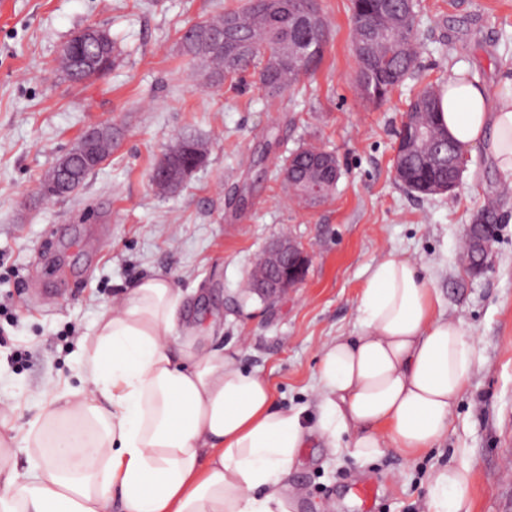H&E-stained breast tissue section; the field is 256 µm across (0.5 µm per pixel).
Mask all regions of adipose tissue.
<instances>
[{
    "label": "adipose tissue",
    "mask_w": 512,
    "mask_h": 512,
    "mask_svg": "<svg viewBox=\"0 0 512 512\" xmlns=\"http://www.w3.org/2000/svg\"><path fill=\"white\" fill-rule=\"evenodd\" d=\"M439 98L460 150L487 146L512 173V77L492 96L458 70ZM182 301L169 275L139 278L81 344L86 384L52 397L48 439L0 428V512H109L115 499L122 512H293L301 448L367 461L435 447L477 360L432 279L391 252L368 267L354 335L322 344L311 409L275 410L262 375L184 326ZM471 507L467 468L432 475L426 512Z\"/></svg>",
    "instance_id": "obj_1"
}]
</instances>
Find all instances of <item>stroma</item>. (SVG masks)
<instances>
[{
  "label": "stroma",
  "instance_id": "1",
  "mask_svg": "<svg viewBox=\"0 0 512 512\" xmlns=\"http://www.w3.org/2000/svg\"><path fill=\"white\" fill-rule=\"evenodd\" d=\"M243 2L0 0V402L14 407L10 425L26 433L49 388L84 384L81 339L153 270L171 273L189 326L222 337L245 371L271 381L275 408L306 404L321 345L353 333L367 267L392 251L434 278L481 362L437 447L363 462L310 442L288 477L297 512H364V485L374 512H425L430 474L450 465L470 469L472 512H512V197L491 269L474 276L460 259L467 225L512 174L478 147L449 195L417 197L393 175L396 134L421 85L460 68L493 92L512 73V0H419L416 74L376 106L357 88L350 0H317L326 42L313 77L273 97L250 72L209 83L180 38ZM90 25L118 57L76 84L55 73L56 58ZM105 122L116 138L108 160L69 197L43 198L60 154ZM185 136L206 158L161 191L153 169ZM302 145L332 152L342 171L314 206L291 200L277 176ZM88 235L99 251L81 246ZM284 235L311 257L305 278L271 299L248 294L254 263Z\"/></svg>",
  "mask_w": 512,
  "mask_h": 512
}]
</instances>
